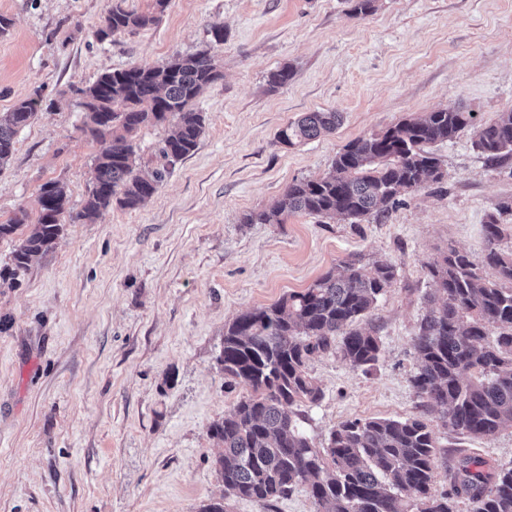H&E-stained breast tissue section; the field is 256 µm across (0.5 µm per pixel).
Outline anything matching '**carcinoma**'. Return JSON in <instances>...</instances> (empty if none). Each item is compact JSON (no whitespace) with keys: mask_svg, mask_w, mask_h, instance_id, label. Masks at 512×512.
I'll use <instances>...</instances> for the list:
<instances>
[{"mask_svg":"<svg viewBox=\"0 0 512 512\" xmlns=\"http://www.w3.org/2000/svg\"><path fill=\"white\" fill-rule=\"evenodd\" d=\"M168 3L155 0L153 11L138 13L115 0L94 36L103 41L148 28ZM218 77L215 57L200 51L104 72L91 83L71 86L85 112L84 132L106 143L75 219L91 222L114 206L133 210L149 200L197 148L205 116L192 108L193 101ZM39 105L40 98H29L0 113V167ZM474 119L463 107L450 105L359 137L336 155L330 174L293 181L274 209L250 212L242 223L281 224L288 214L301 212L356 224L385 214L401 195L444 178L430 145L453 139ZM170 122L173 130L159 141L154 160L137 163L139 130ZM338 124L336 112H308L279 136L293 146L331 133ZM475 145L490 160L512 154V111L480 126ZM38 204L34 231L0 270L3 284H13L62 231L65 187L58 181L42 184ZM483 230L484 260L498 279H484L454 248L426 262L435 285L433 307L413 337L419 365L411 384L449 429L491 438L512 428V287L503 286L512 284V254L500 249L504 228L495 215ZM395 277L386 260L375 261L368 272L346 263L341 273L329 271L308 288L224 325L217 362L224 377L248 385L250 393L208 429L224 448L215 460L224 495L200 512H226L224 501L230 498L268 504L299 485L306 486L317 512H457L461 499L473 504V512H512V463L484 471L479 461L463 456L448 467L450 492H432L437 445L419 416L342 421L322 450L300 428L298 407L323 398L310 373L316 355L334 349L362 370L378 361L381 341L369 315Z\"/></svg>","mask_w":512,"mask_h":512,"instance_id":"obj_1","label":"carcinoma"}]
</instances>
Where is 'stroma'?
Segmentation results:
<instances>
[{"instance_id":"1","label":"stroma","mask_w":512,"mask_h":512,"mask_svg":"<svg viewBox=\"0 0 512 512\" xmlns=\"http://www.w3.org/2000/svg\"><path fill=\"white\" fill-rule=\"evenodd\" d=\"M108 0H0V112L42 90L0 169V268L38 219L50 180L69 194L63 230L14 287L0 288V512H200L224 487L207 435L249 388L216 362L224 326L355 259L394 265L396 280L370 320L377 363L352 368L320 354L311 372L324 397L301 406L317 448L354 418L422 416L437 445L434 492L449 462H512V428L493 438L452 432L410 383L412 340L433 283L425 264L455 247L483 263V226L512 201V154L488 160L476 128L512 110V0H378L350 16L349 0H170L147 29L100 42ZM224 28L213 43L212 25ZM210 48L220 76L193 107L205 115L197 149L135 210L76 220L101 142L83 131L71 86L101 73L154 65ZM291 67L287 85L271 72ZM458 104L474 126L433 144L445 173L358 224L293 213L245 224L272 209L296 179L327 174L354 139ZM333 111L336 131L283 146L279 131L304 113ZM227 512H316L305 487L262 505L230 499Z\"/></svg>"}]
</instances>
